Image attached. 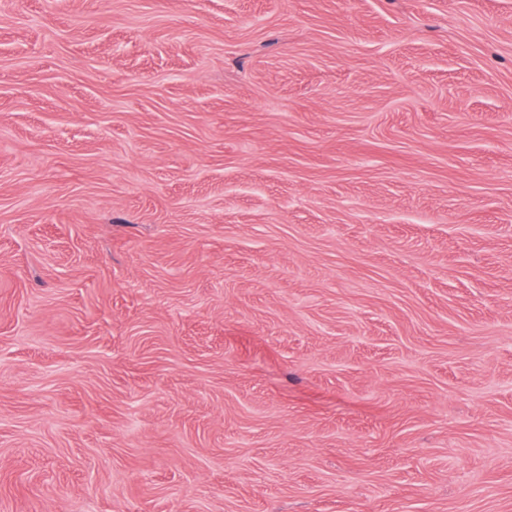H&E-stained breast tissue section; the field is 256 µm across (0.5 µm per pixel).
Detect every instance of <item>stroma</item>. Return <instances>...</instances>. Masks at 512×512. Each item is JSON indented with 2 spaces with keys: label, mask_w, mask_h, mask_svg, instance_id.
<instances>
[{
  "label": "stroma",
  "mask_w": 512,
  "mask_h": 512,
  "mask_svg": "<svg viewBox=\"0 0 512 512\" xmlns=\"http://www.w3.org/2000/svg\"><path fill=\"white\" fill-rule=\"evenodd\" d=\"M0 512H512V0H0Z\"/></svg>",
  "instance_id": "1"
}]
</instances>
